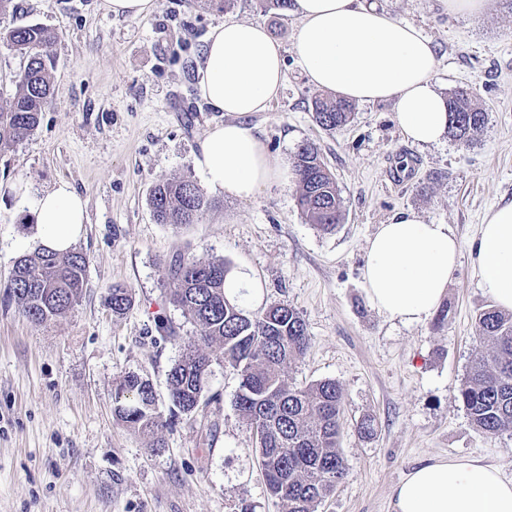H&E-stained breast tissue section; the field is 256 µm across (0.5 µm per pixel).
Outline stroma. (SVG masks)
Wrapping results in <instances>:
<instances>
[{
	"label": "stroma",
	"mask_w": 512,
	"mask_h": 512,
	"mask_svg": "<svg viewBox=\"0 0 512 512\" xmlns=\"http://www.w3.org/2000/svg\"><path fill=\"white\" fill-rule=\"evenodd\" d=\"M0 32L39 24L57 33L52 95L37 128L0 156V512H282L267 490L253 431L236 411L235 370L213 363L195 417L172 415L154 453L112 411L126 373L150 379L168 412L167 372L196 327L169 304L163 272L180 255L248 268L263 305L288 303L311 345L285 370L289 384L333 379L345 394L338 450L348 473L315 512H392L391 490L437 457L478 458L512 478V432L472 426L457 397L480 349L476 315L490 307L468 257L440 301L444 322L390 320L370 303L362 278L366 244L379 224L413 211L445 224L470 246L485 212L512 198V5L488 0L472 15L439 0H375L426 36L444 94L473 91L489 120L472 143H407L389 102L355 104L329 133L314 119L325 97L295 62L297 20L275 0H158L143 17H114L101 0H16ZM227 18L264 23L284 47L287 75L267 111L248 116L269 152L293 158L317 145L336 176L342 219L330 233L310 224L298 184L243 200L205 189L199 221L157 223L153 183L203 182L198 142L225 115L199 97L204 39ZM69 182L88 202L76 248L88 259L78 305L44 323L28 321L9 292L19 256L32 252L29 215L8 187ZM133 304L113 315L112 285ZM177 329L155 341L157 318ZM375 421L372 435L357 424Z\"/></svg>",
	"instance_id": "1"
}]
</instances>
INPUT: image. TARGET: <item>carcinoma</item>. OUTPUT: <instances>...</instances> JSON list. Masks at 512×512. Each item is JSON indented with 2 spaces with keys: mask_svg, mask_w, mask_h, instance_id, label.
Segmentation results:
<instances>
[{
  "mask_svg": "<svg viewBox=\"0 0 512 512\" xmlns=\"http://www.w3.org/2000/svg\"><path fill=\"white\" fill-rule=\"evenodd\" d=\"M57 35L37 24L15 27L0 41L27 59L14 80V90L0 101V155L30 134L51 95L50 48ZM314 118L326 131L345 126L351 105L345 100L318 99ZM489 114L460 88L449 97L448 134L458 141L474 140ZM298 205L308 221L324 231L340 223L342 201L336 177L311 142L297 147ZM148 203L161 224L178 227L197 222L207 201L190 177L160 181ZM88 261L84 253L35 250L13 264L10 294L23 316L42 324L79 303L86 285ZM230 267L222 260L198 261L178 256L164 271L170 303L194 324L198 336L188 342L167 373L170 400L186 416H193L203 398L215 360L234 368L239 388L234 406L249 424L267 488L283 512H315V506L344 479L347 467L337 449L344 392L332 379L305 387L288 384L284 368L310 346L307 325L288 304H274L255 315L224 295ZM132 304L131 290L115 284L107 306L115 316ZM479 342L486 346L474 356L458 396L470 422L489 436L512 432V314L487 308L476 317ZM115 417L148 437L154 449L163 447L158 433L168 425L158 410L149 381L128 374L113 390Z\"/></svg>",
  "mask_w": 512,
  "mask_h": 512,
  "instance_id": "1",
  "label": "carcinoma"
}]
</instances>
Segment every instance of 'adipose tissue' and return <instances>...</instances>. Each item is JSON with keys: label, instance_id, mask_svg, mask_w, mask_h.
Instances as JSON below:
<instances>
[{"label": "adipose tissue", "instance_id": "adipose-tissue-1", "mask_svg": "<svg viewBox=\"0 0 512 512\" xmlns=\"http://www.w3.org/2000/svg\"><path fill=\"white\" fill-rule=\"evenodd\" d=\"M298 20L293 53L315 87L359 103L393 101L406 141L430 145L448 127V100L438 88L430 42L412 25L367 0H293ZM285 50L258 22L227 19L213 27L197 70L201 99L227 121L209 127L195 164L213 190L252 198L294 179L272 157L245 117L267 111L285 81ZM38 246L71 249L87 221V203L69 182L41 192L21 188ZM498 309L512 311V198L483 217L470 249L448 225L411 211L378 225L363 268L366 294L379 313L406 324L427 321L440 303L461 251ZM393 512H512V478L476 458L434 457L391 492Z\"/></svg>", "mask_w": 512, "mask_h": 512}]
</instances>
